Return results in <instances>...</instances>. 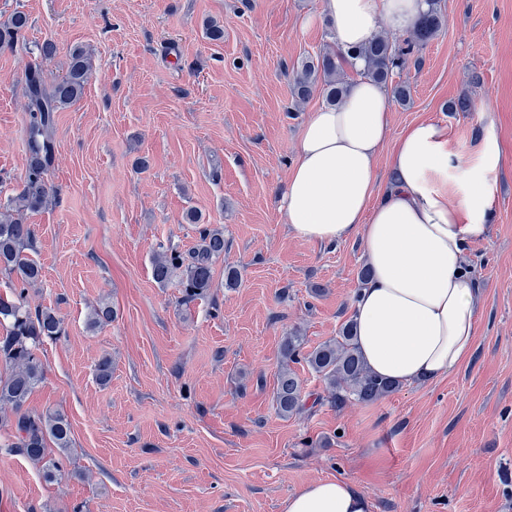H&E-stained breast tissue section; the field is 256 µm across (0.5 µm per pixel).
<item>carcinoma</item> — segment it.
Listing matches in <instances>:
<instances>
[{
  "mask_svg": "<svg viewBox=\"0 0 512 512\" xmlns=\"http://www.w3.org/2000/svg\"><path fill=\"white\" fill-rule=\"evenodd\" d=\"M442 13L439 0H430V8L417 21L410 37L397 43L383 33L361 46L355 54L366 62L363 75L377 83H386L395 71L405 68L416 49L432 40L440 31ZM28 26V17L14 12L0 24V48L9 46ZM346 57L341 50L325 51L301 63L293 79V93L304 102L314 92L325 94L327 104L337 106L347 92L342 75ZM92 56L84 50L71 54L67 73L55 84H45L40 69L33 67L25 74L27 109V167L23 188L0 203V271L16 279L9 293L0 295V363L9 373L0 377V405L14 414L9 452H17L39 467L50 479L67 475L63 457L71 447V424L61 410L36 412L28 401L42 383L46 367L37 355L45 339L60 334V323L49 309L33 310L25 297V288L42 279L41 265L30 255L35 239L34 227L25 222L28 212L37 211L51 202L47 175L55 155L54 127L56 112L77 101L84 93L92 74ZM224 256V230L204 227L200 243L187 252L166 249L155 254L152 275L160 286L173 281L184 288L189 298H202L213 287V266ZM112 308L101 304L91 309L90 326L99 327L112 320ZM354 321H347L340 336L325 341L310 351L304 338L290 333L282 338V366L276 377L274 402L284 417L300 414L306 408L302 380L293 365L303 363L325 384L331 402L337 406L353 399L359 403H375L397 389V385L372 373L356 346ZM53 443L55 448L48 447Z\"/></svg>",
  "mask_w": 512,
  "mask_h": 512,
  "instance_id": "carcinoma-1",
  "label": "carcinoma"
}]
</instances>
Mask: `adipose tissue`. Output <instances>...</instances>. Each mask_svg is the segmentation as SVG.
Here are the masks:
<instances>
[{
  "instance_id": "obj_1",
  "label": "adipose tissue",
  "mask_w": 512,
  "mask_h": 512,
  "mask_svg": "<svg viewBox=\"0 0 512 512\" xmlns=\"http://www.w3.org/2000/svg\"><path fill=\"white\" fill-rule=\"evenodd\" d=\"M428 0H321L348 67L350 51L388 22L410 31ZM384 86L357 78L340 106L311 113L280 196L299 237L339 243L359 237L369 276L354 303L357 345L368 367L400 385L433 383L472 357L480 291L466 266L469 244L486 238L501 153L485 127L476 165L449 150L445 127L423 120L393 134ZM391 178L380 186V167ZM350 481L319 480L288 497L283 512H368Z\"/></svg>"
}]
</instances>
